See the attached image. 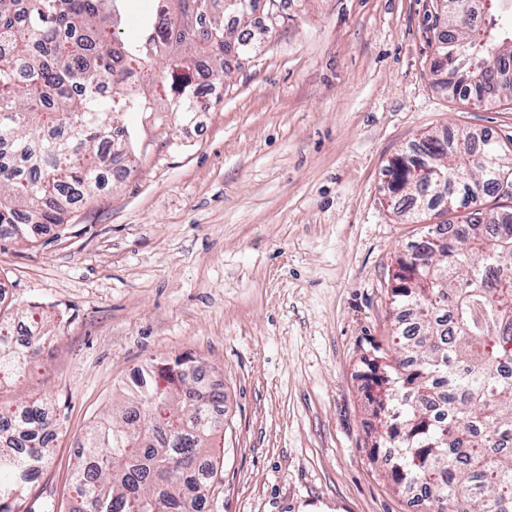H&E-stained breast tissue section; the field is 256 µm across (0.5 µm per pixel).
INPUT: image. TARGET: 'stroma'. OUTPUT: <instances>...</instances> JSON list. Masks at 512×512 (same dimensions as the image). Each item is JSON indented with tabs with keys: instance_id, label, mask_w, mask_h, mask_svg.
Segmentation results:
<instances>
[{
	"instance_id": "stroma-1",
	"label": "stroma",
	"mask_w": 512,
	"mask_h": 512,
	"mask_svg": "<svg viewBox=\"0 0 512 512\" xmlns=\"http://www.w3.org/2000/svg\"><path fill=\"white\" fill-rule=\"evenodd\" d=\"M256 55L194 121L125 114L127 174L32 243L0 240V303L47 337L0 409L50 399L52 460L13 504L76 508L86 431L131 374L181 355L224 387L217 512H410L371 458L362 362L391 329L397 259L422 226L388 206V162L427 133L512 142V103L431 71L433 0H285Z\"/></svg>"
}]
</instances>
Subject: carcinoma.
<instances>
[{"label": "carcinoma", "mask_w": 512, "mask_h": 512, "mask_svg": "<svg viewBox=\"0 0 512 512\" xmlns=\"http://www.w3.org/2000/svg\"><path fill=\"white\" fill-rule=\"evenodd\" d=\"M123 0H0V237L25 241L100 187L103 163L131 153L121 114L150 109L151 62L168 60L172 112L198 111L193 82L231 70L269 31L251 17L257 0L217 10L215 0H150L134 44L115 39ZM433 67L459 75L458 94L481 101L512 90V14L438 37ZM512 153L464 129L429 135L386 168L390 202L412 197L408 219L473 204L499 192ZM471 212L450 236L427 228L397 260L391 305L416 311L411 328L371 337L369 362L388 386L367 401L383 459L401 488L424 486L425 512H512V222ZM0 372L20 373L41 351L6 347ZM190 358L142 370L123 404L96 422L78 454L73 491L81 512H215L222 478L212 449L224 437V389L198 385ZM55 419L45 403L0 411V512L43 470Z\"/></svg>", "instance_id": "carcinoma-1"}]
</instances>
